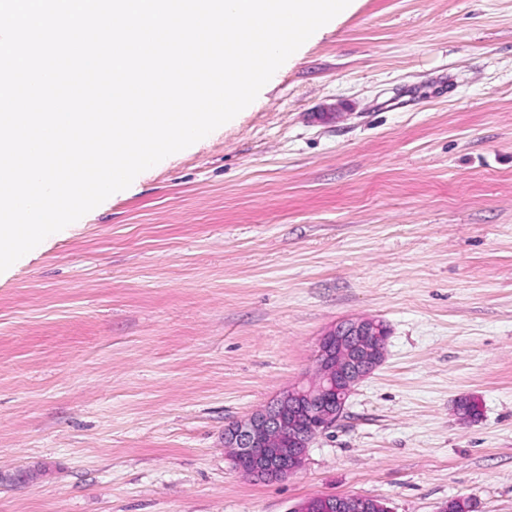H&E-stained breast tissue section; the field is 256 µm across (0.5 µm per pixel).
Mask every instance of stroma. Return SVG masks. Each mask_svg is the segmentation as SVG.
I'll list each match as a JSON object with an SVG mask.
<instances>
[{"mask_svg":"<svg viewBox=\"0 0 512 512\" xmlns=\"http://www.w3.org/2000/svg\"><path fill=\"white\" fill-rule=\"evenodd\" d=\"M389 329L301 469L224 428ZM478 402L469 420L459 399ZM0 512H512V0H356L251 106L0 273ZM316 511L317 512H334L336 509L344 512H372L373 506L389 512L385 505L378 506L372 499L366 496L350 495L336 497V499L327 496H317Z\"/></svg>","mask_w":512,"mask_h":512,"instance_id":"35a3bbf8","label":"stroma"}]
</instances>
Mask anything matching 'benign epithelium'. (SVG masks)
Here are the masks:
<instances>
[{"instance_id":"7a95c632","label":"benign epithelium","mask_w":512,"mask_h":512,"mask_svg":"<svg viewBox=\"0 0 512 512\" xmlns=\"http://www.w3.org/2000/svg\"><path fill=\"white\" fill-rule=\"evenodd\" d=\"M387 339L374 319H347L319 339L322 379L289 389L245 420L224 428L232 462L264 481L284 480L304 464L312 441L336 426L354 385L383 362ZM366 496L317 497L316 512H373Z\"/></svg>"}]
</instances>
